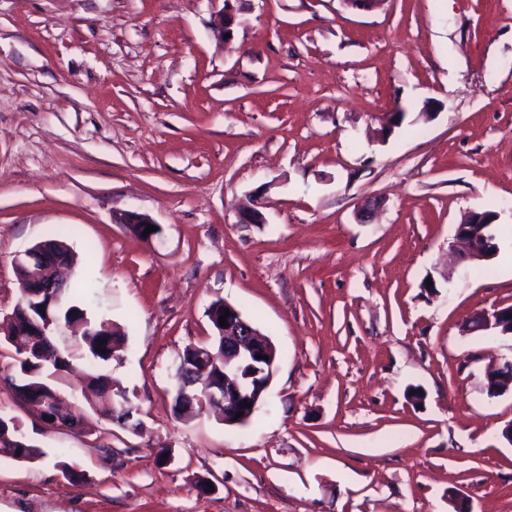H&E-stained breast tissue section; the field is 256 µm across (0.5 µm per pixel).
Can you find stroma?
I'll return each instance as SVG.
<instances>
[{"mask_svg": "<svg viewBox=\"0 0 512 512\" xmlns=\"http://www.w3.org/2000/svg\"><path fill=\"white\" fill-rule=\"evenodd\" d=\"M232 3L226 42L218 0H0V324L16 255L69 229L62 304L120 328L103 371L140 423L91 409L71 328L55 385L82 432L17 402L0 348V414L45 452L0 458V512H512V391L484 390L512 335L461 331L512 306V0ZM471 211L493 258L457 257ZM219 299L279 352L245 426L173 415ZM224 6L217 11L214 17V30L218 36L225 37V34H230V39L234 34V29L238 25L237 15L232 7L231 0H224Z\"/></svg>", "mask_w": 512, "mask_h": 512, "instance_id": "1", "label": "stroma"}]
</instances>
